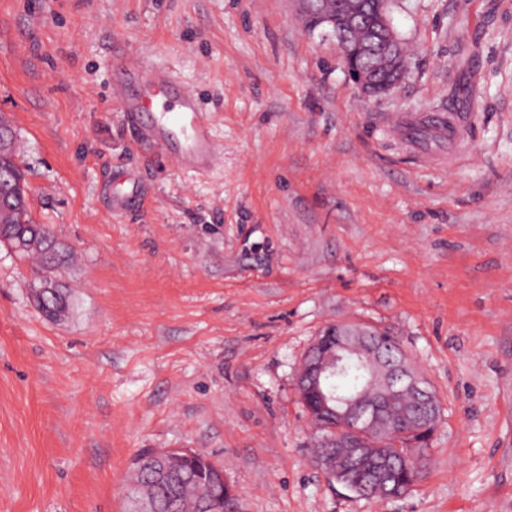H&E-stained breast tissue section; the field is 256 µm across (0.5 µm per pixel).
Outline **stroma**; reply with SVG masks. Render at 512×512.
Instances as JSON below:
<instances>
[{
	"label": "stroma",
	"instance_id": "1",
	"mask_svg": "<svg viewBox=\"0 0 512 512\" xmlns=\"http://www.w3.org/2000/svg\"><path fill=\"white\" fill-rule=\"evenodd\" d=\"M403 82L365 98L293 0H0V114L33 219L74 256L63 320L0 246V512H130L134 462L191 448L242 512H512V0H391ZM169 68L219 167L154 162L111 54ZM466 113L418 163L380 124ZM147 203L116 215L115 169ZM390 329L442 406L425 477L328 485L294 379L320 331Z\"/></svg>",
	"mask_w": 512,
	"mask_h": 512
}]
</instances>
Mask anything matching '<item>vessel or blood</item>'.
<instances>
[{
    "mask_svg": "<svg viewBox=\"0 0 512 512\" xmlns=\"http://www.w3.org/2000/svg\"><path fill=\"white\" fill-rule=\"evenodd\" d=\"M112 65L123 76L112 86V99L124 120L151 144L159 157L177 168L204 174L219 166L221 148L212 135V120L204 112L196 93L175 80L162 67L143 68L128 55L115 57ZM390 124L404 131L407 138L428 135L448 143V158L456 160L470 152L468 127L461 113L431 112L412 119L390 117ZM126 191L113 195L112 209H136L144 198L139 176L121 174Z\"/></svg>",
    "mask_w": 512,
    "mask_h": 512,
    "instance_id": "obj_1",
    "label": "vessel or blood"
}]
</instances>
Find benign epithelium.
<instances>
[{"instance_id":"benign-epithelium-1","label":"benign epithelium","mask_w":512,"mask_h":512,"mask_svg":"<svg viewBox=\"0 0 512 512\" xmlns=\"http://www.w3.org/2000/svg\"><path fill=\"white\" fill-rule=\"evenodd\" d=\"M390 0H349L343 5L337 0H300V14L304 26L310 31L323 29L337 39L342 59L354 55H372L375 64L351 74L362 93L367 97L388 94L405 76L401 61V40L393 28L389 9ZM369 15L372 38L346 43L340 33L344 26L356 28L363 13ZM382 339L368 325L339 324L316 337L308 349L295 378L299 398L307 404L311 423L325 431L322 438L327 448H346L341 457L328 454L319 460L317 467L326 477L341 486L351 483L363 491L374 481L385 482L391 472L392 462L386 460L372 473L371 478L357 479L354 473L371 447H381L397 441L399 433L385 420L384 407L402 388H410L419 397V409L413 422L422 427L438 416L441 405L429 383L406 362L405 355L387 359L381 344L372 339ZM355 358L365 369L366 381L359 391L351 395L334 396L327 380L337 374L344 363ZM183 463L197 459L190 448H168L153 451L148 456L152 473L159 484H169L179 477L171 467V460ZM233 493L224 478V470L210 473L204 499H222L224 493Z\"/></svg>"}]
</instances>
